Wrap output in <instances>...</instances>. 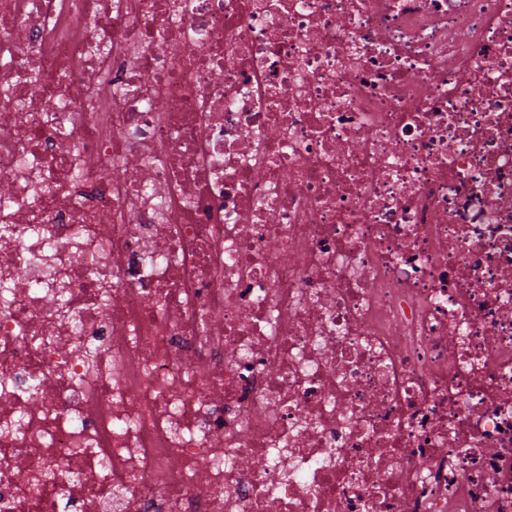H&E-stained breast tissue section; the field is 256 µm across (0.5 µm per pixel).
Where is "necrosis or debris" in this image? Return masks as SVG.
Listing matches in <instances>:
<instances>
[{"instance_id":"necrosis-or-debris-1","label":"necrosis or debris","mask_w":512,"mask_h":512,"mask_svg":"<svg viewBox=\"0 0 512 512\" xmlns=\"http://www.w3.org/2000/svg\"><path fill=\"white\" fill-rule=\"evenodd\" d=\"M3 84L0 512H512V0H0Z\"/></svg>"}]
</instances>
